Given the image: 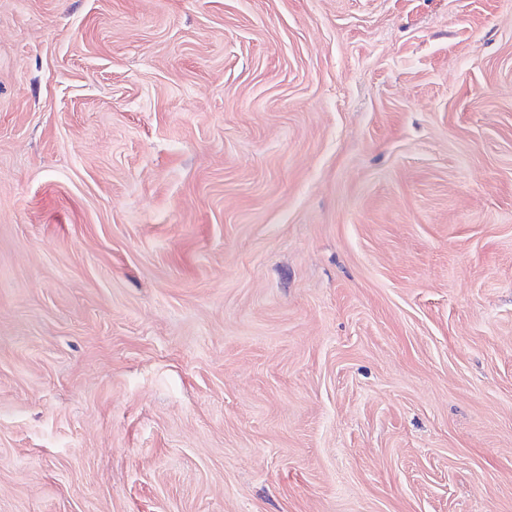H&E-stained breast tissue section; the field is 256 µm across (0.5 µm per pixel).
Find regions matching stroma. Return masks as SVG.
Segmentation results:
<instances>
[{
	"label": "stroma",
	"mask_w": 512,
	"mask_h": 512,
	"mask_svg": "<svg viewBox=\"0 0 512 512\" xmlns=\"http://www.w3.org/2000/svg\"><path fill=\"white\" fill-rule=\"evenodd\" d=\"M0 512H512V0H0Z\"/></svg>",
	"instance_id": "stroma-1"
}]
</instances>
